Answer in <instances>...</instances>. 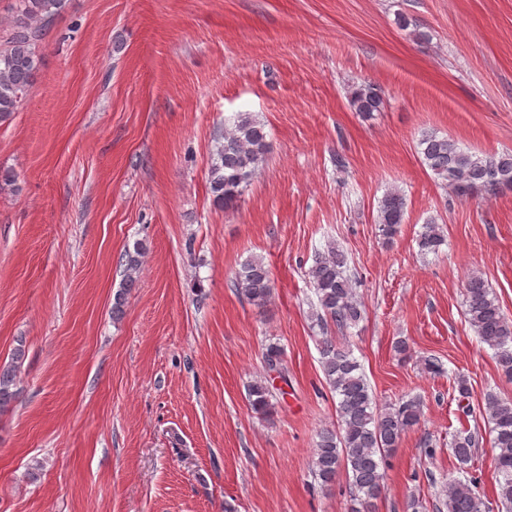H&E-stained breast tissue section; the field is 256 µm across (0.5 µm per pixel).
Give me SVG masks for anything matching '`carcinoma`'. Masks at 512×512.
<instances>
[{
  "label": "carcinoma",
  "mask_w": 512,
  "mask_h": 512,
  "mask_svg": "<svg viewBox=\"0 0 512 512\" xmlns=\"http://www.w3.org/2000/svg\"><path fill=\"white\" fill-rule=\"evenodd\" d=\"M67 0H13L10 29L0 37V121L19 111L41 66V43L48 27L66 7ZM350 104L363 117L370 118L383 107L381 91L364 83L351 93ZM423 163L443 180L456 195L467 197L482 191L512 188V153L480 155L463 149L458 142L425 132L418 142ZM268 154L267 133L250 114L240 113L229 127H224V144L212 159L209 188L214 204L232 208L244 189L263 170ZM406 201L397 190L388 191L379 202L375 223L380 235L393 239L405 223ZM446 244L442 227L426 224L418 239L423 254L439 252ZM143 246L136 243L125 250L122 262L125 285L114 296L112 312L118 315L125 304L126 292L136 283ZM317 297L316 322L321 330L319 352L326 383L336 396L339 430L324 429L312 454V472L322 487L336 482L340 472L350 480L356 507L351 512H371L374 501L384 489L381 464L397 448L402 435L419 425L423 402L410 397L396 404H377L361 364L349 347L329 335V327L339 330L356 325L361 308L356 281L347 273L345 254L335 245L317 254L308 270ZM234 287L250 304L262 307L273 293L269 268L258 258H249L236 272ZM466 318L481 343L493 351L502 373L512 378V320L504 314L479 273L469 274L464 284ZM25 355L23 343L14 349L12 363L0 366V413L15 402L17 368ZM283 348L277 343L266 345L263 359L273 371L283 367ZM252 409L261 415L273 411L272 391L262 380L248 387ZM487 420L492 448L495 450L497 497L512 512V398L489 392L478 409ZM483 442L477 430L457 432L450 443L459 469L464 470ZM436 512H486L485 504L474 490V482L452 479L445 489V499L435 506Z\"/></svg>",
  "instance_id": "cac0c4a2"
}]
</instances>
